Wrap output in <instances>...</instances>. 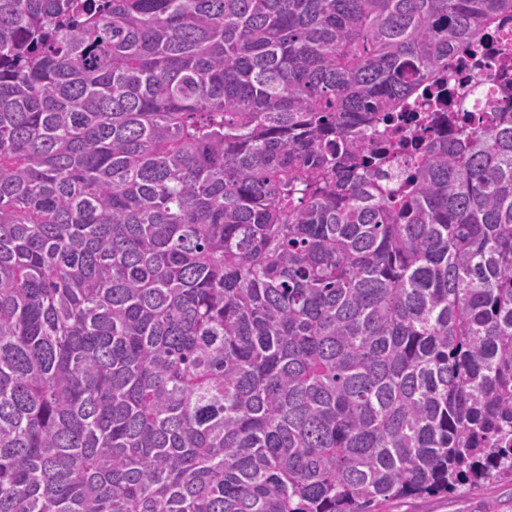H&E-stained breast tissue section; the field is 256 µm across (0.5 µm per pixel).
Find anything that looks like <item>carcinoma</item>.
<instances>
[{
    "mask_svg": "<svg viewBox=\"0 0 512 512\" xmlns=\"http://www.w3.org/2000/svg\"><path fill=\"white\" fill-rule=\"evenodd\" d=\"M512 0H0V512H377L512 474V112L397 108Z\"/></svg>",
    "mask_w": 512,
    "mask_h": 512,
    "instance_id": "1",
    "label": "carcinoma"
}]
</instances>
